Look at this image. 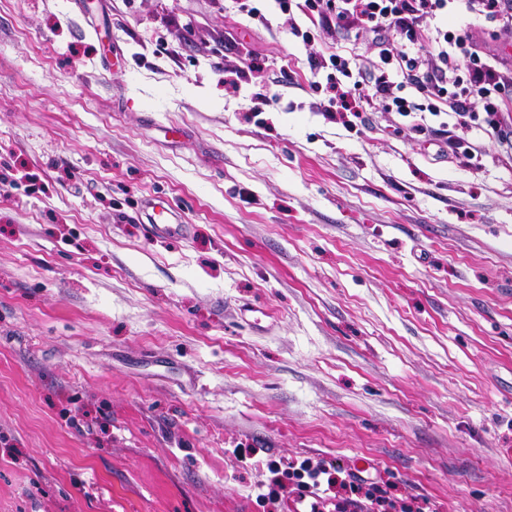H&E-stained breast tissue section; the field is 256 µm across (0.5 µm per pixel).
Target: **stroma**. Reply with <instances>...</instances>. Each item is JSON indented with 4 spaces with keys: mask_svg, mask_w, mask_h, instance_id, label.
<instances>
[{
    "mask_svg": "<svg viewBox=\"0 0 512 512\" xmlns=\"http://www.w3.org/2000/svg\"><path fill=\"white\" fill-rule=\"evenodd\" d=\"M291 2L0 0V512H512V149L329 117ZM282 470L280 464L271 466L274 474L288 479L291 491L311 488L312 496L305 505L306 512H386L393 508V499L387 491L370 483L378 495L366 492L360 495L363 483L368 479L353 473H346L340 466L314 464L306 458L288 461ZM316 490V492L314 491Z\"/></svg>",
    "mask_w": 512,
    "mask_h": 512,
    "instance_id": "35a3bbf8",
    "label": "stroma"
}]
</instances>
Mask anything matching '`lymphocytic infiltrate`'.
I'll return each instance as SVG.
<instances>
[{
    "mask_svg": "<svg viewBox=\"0 0 512 512\" xmlns=\"http://www.w3.org/2000/svg\"><path fill=\"white\" fill-rule=\"evenodd\" d=\"M304 6L317 14L323 31L370 37L367 65L352 67L350 58L338 53L312 61L313 72L328 70L330 86L342 77L352 81L329 99L327 111L351 109L358 100L402 116L447 112L461 124L480 115L489 138L512 142V104L501 97L512 86V70L471 26L447 24L461 8L512 35V0H304ZM407 87L417 99L403 97ZM272 470L283 474L291 489H312L306 512H387L393 505L387 491L364 492L363 477L337 465L306 458Z\"/></svg>",
    "mask_w": 512,
    "mask_h": 512,
    "instance_id": "obj_1",
    "label": "lymphocytic infiltrate"
}]
</instances>
